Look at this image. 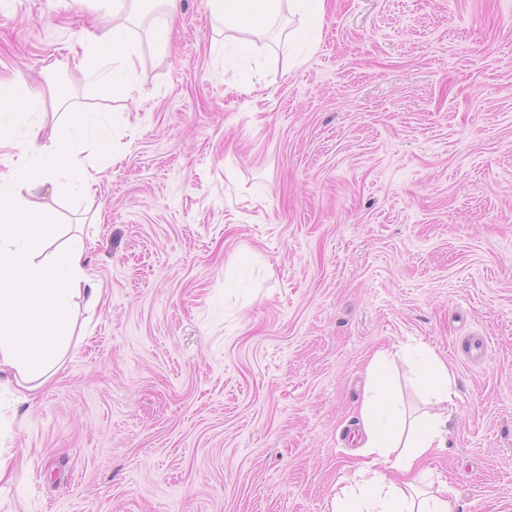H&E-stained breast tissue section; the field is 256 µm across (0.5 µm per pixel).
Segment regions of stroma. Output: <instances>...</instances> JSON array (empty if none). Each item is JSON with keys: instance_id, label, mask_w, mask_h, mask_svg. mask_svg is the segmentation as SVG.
Returning a JSON list of instances; mask_svg holds the SVG:
<instances>
[{"instance_id": "obj_1", "label": "stroma", "mask_w": 512, "mask_h": 512, "mask_svg": "<svg viewBox=\"0 0 512 512\" xmlns=\"http://www.w3.org/2000/svg\"><path fill=\"white\" fill-rule=\"evenodd\" d=\"M94 0H0V81L45 126L99 112L92 196L36 192L85 241L61 370L6 420L0 512H330L366 365L456 375L429 460L454 512H512V0H327L316 44L237 55L209 0L132 27L136 101L74 55Z\"/></svg>"}]
</instances>
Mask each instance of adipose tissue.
<instances>
[{"instance_id":"adipose-tissue-1","label":"adipose tissue","mask_w":512,"mask_h":512,"mask_svg":"<svg viewBox=\"0 0 512 512\" xmlns=\"http://www.w3.org/2000/svg\"><path fill=\"white\" fill-rule=\"evenodd\" d=\"M226 28L249 31L282 11L300 16L286 41L305 38L325 12L326 0H211ZM75 66L89 80L100 81L133 97V78L141 58L126 21L103 35L91 36ZM22 87L0 106V147L19 149L20 161L0 171V388L13 387L16 403L26 402L58 370L73 334V301L86 298L94 310L101 290L84 270L82 238H63L29 194L45 184L75 186L93 192L97 183L82 148L112 154L97 113L70 112L67 124L45 131L32 114ZM389 356L377 352L367 375L369 393L361 410L357 437L361 460L351 483L341 487L330 512H453L446 483L430 485L425 462L446 447L449 431L441 415L428 413L411 424L391 422L393 395ZM419 373L435 404L452 402L455 375L432 349H424Z\"/></svg>"}]
</instances>
